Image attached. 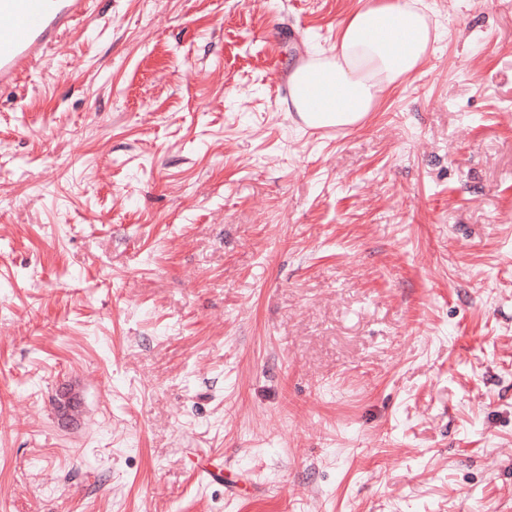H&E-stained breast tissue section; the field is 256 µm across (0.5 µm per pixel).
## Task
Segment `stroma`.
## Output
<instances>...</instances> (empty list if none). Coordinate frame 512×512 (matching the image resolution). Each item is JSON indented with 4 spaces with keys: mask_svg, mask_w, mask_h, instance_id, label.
<instances>
[{
    "mask_svg": "<svg viewBox=\"0 0 512 512\" xmlns=\"http://www.w3.org/2000/svg\"><path fill=\"white\" fill-rule=\"evenodd\" d=\"M362 128L358 0H95L0 90V512H512V0Z\"/></svg>",
    "mask_w": 512,
    "mask_h": 512,
    "instance_id": "1",
    "label": "stroma"
}]
</instances>
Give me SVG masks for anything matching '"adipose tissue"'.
<instances>
[{"instance_id":"1","label":"adipose tissue","mask_w":512,"mask_h":512,"mask_svg":"<svg viewBox=\"0 0 512 512\" xmlns=\"http://www.w3.org/2000/svg\"><path fill=\"white\" fill-rule=\"evenodd\" d=\"M437 27L423 0H365L344 18L330 54L309 55L288 75L291 110L315 111V124L360 122L386 89L427 57Z\"/></svg>"}]
</instances>
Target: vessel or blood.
<instances>
[{"mask_svg": "<svg viewBox=\"0 0 512 512\" xmlns=\"http://www.w3.org/2000/svg\"><path fill=\"white\" fill-rule=\"evenodd\" d=\"M93 0H0V88L16 85L60 38L74 34Z\"/></svg>", "mask_w": 512, "mask_h": 512, "instance_id": "1", "label": "vessel or blood"}]
</instances>
